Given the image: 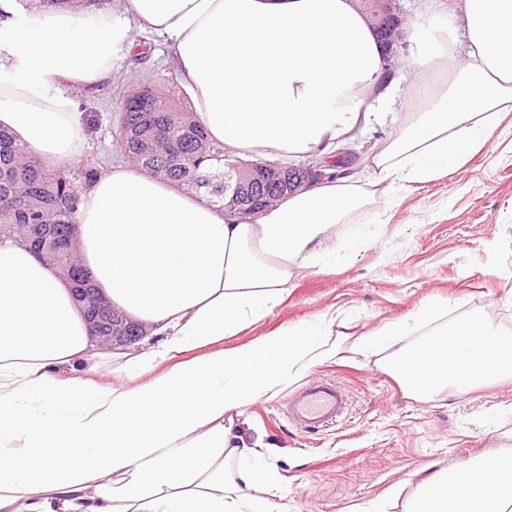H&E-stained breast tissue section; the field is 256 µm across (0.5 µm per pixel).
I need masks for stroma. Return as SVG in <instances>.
I'll list each match as a JSON object with an SVG mask.
<instances>
[{"instance_id": "stroma-1", "label": "stroma", "mask_w": 512, "mask_h": 512, "mask_svg": "<svg viewBox=\"0 0 512 512\" xmlns=\"http://www.w3.org/2000/svg\"><path fill=\"white\" fill-rule=\"evenodd\" d=\"M161 91L178 87L161 39L142 68L119 61L111 78L79 93L88 151L121 164L112 133L119 104L141 80ZM502 136L461 168L385 196L359 224H340L337 239L356 236V256L335 269L302 271L287 298L240 334L231 348L278 328L342 315L353 332L375 330L422 302L445 301L457 313L481 309L494 328L512 331V114ZM310 378L332 380L349 394L347 413L309 434L288 419L287 393L249 407L240 432L263 439L280 475V512H374L396 484L414 490L446 470L467 467L481 453L512 451V379L461 393L447 389L415 400L365 360L327 363Z\"/></svg>"}]
</instances>
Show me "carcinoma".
<instances>
[{
    "mask_svg": "<svg viewBox=\"0 0 512 512\" xmlns=\"http://www.w3.org/2000/svg\"><path fill=\"white\" fill-rule=\"evenodd\" d=\"M100 0H40L46 11L80 12ZM117 149L140 168L186 190L204 189L221 202L224 186L211 179L234 157L212 143L192 119V106L175 92L148 84L120 102ZM103 161L91 155L80 166L48 168L0 130V237L19 236L34 255L50 256L74 288H86L87 274L76 258V214L83 191L101 174ZM257 194L270 205L288 194V181L269 177Z\"/></svg>",
    "mask_w": 512,
    "mask_h": 512,
    "instance_id": "carcinoma-1",
    "label": "carcinoma"
}]
</instances>
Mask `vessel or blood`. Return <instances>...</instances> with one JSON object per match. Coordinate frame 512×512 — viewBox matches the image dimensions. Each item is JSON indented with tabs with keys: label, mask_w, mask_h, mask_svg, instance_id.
Masks as SVG:
<instances>
[{
	"label": "vessel or blood",
	"mask_w": 512,
	"mask_h": 512,
	"mask_svg": "<svg viewBox=\"0 0 512 512\" xmlns=\"http://www.w3.org/2000/svg\"><path fill=\"white\" fill-rule=\"evenodd\" d=\"M347 409L346 395L335 382L315 379L288 400V417L308 433L337 423Z\"/></svg>",
	"instance_id": "b4317fda"
}]
</instances>
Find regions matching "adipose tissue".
I'll return each mask as SVG.
<instances>
[{
    "instance_id": "obj_1",
    "label": "adipose tissue",
    "mask_w": 512,
    "mask_h": 512,
    "mask_svg": "<svg viewBox=\"0 0 512 512\" xmlns=\"http://www.w3.org/2000/svg\"><path fill=\"white\" fill-rule=\"evenodd\" d=\"M432 0L409 38L410 97L379 87L382 45L349 0H121L40 11L0 0V129L50 168L80 160L77 90L112 75L140 32L163 39L196 122L250 159L325 152L360 129L399 127L371 174L283 196L256 218L205 193L120 166L82 196L81 260L114 307L149 327L150 350L97 351L71 287L0 242V512H279V474L235 422L318 364L373 359L419 398L512 378V346L470 310L445 305L354 337L319 319L224 349L280 305L295 276L358 250L336 227L391 191L436 179L500 137L512 112V0ZM433 327L409 348L402 337ZM105 368L104 381L93 380ZM403 512H512V451L394 489Z\"/></svg>"
}]
</instances>
